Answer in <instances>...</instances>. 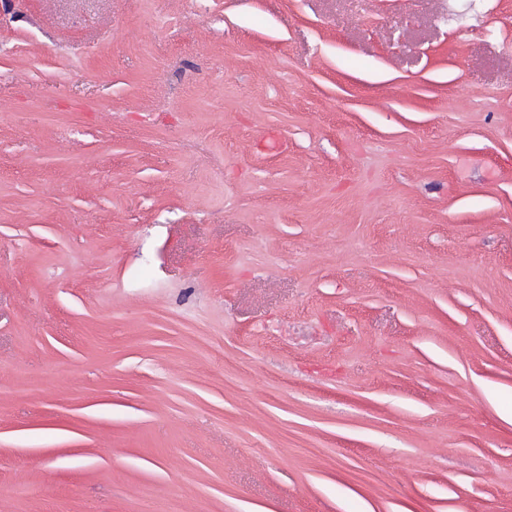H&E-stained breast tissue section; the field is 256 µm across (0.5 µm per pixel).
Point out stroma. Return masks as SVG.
<instances>
[{"label": "stroma", "mask_w": 512, "mask_h": 512, "mask_svg": "<svg viewBox=\"0 0 512 512\" xmlns=\"http://www.w3.org/2000/svg\"><path fill=\"white\" fill-rule=\"evenodd\" d=\"M510 414L512 0H0V512H512Z\"/></svg>", "instance_id": "obj_1"}]
</instances>
